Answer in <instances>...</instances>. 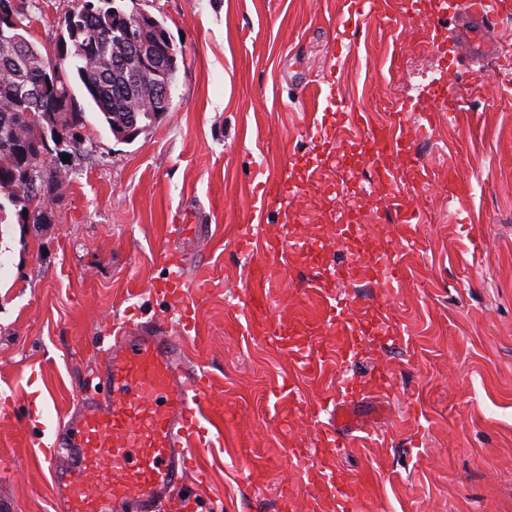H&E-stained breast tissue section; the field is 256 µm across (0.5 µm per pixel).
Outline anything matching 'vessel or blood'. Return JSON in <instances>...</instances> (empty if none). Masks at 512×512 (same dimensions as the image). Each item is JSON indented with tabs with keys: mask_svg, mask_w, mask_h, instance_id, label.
I'll return each mask as SVG.
<instances>
[{
	"mask_svg": "<svg viewBox=\"0 0 512 512\" xmlns=\"http://www.w3.org/2000/svg\"><path fill=\"white\" fill-rule=\"evenodd\" d=\"M452 9L484 24L512 11L505 0H454ZM413 110L424 113L430 121L440 111L447 113L449 120H456L460 112L458 93L448 92L434 110L426 107L424 99H416L410 109L392 113L376 124L368 123L363 113H347L351 129L367 131V159L375 183L395 186L400 180L398 169L381 162L382 154L417 159L413 141L402 134ZM236 241L241 252H251L259 243L277 261L288 260L287 234L261 241L254 225L243 224L237 228ZM320 269L349 282L379 278L389 287L400 283L405 274L403 266L394 261L380 268L352 259L335 268L325 262ZM184 285L183 269L174 265L163 288L180 315L179 330H172L165 322L143 325L126 319L101 338L93 390L81 399L76 416L58 419L57 438L45 455L60 494L59 512H171L173 493L186 475H194L198 485H208L200 450L207 447L211 429L232 422L233 417L213 412V377L187 361L189 342L196 330V308L186 303ZM277 296V282L266 275L263 266H255L241 298L250 316L253 339L293 354L296 377L320 375L326 351L323 333L333 334L337 346L344 350L358 334L343 316L347 299L326 296V317L307 327L306 337L301 338L288 327L270 328L269 310ZM358 389L356 379H347L340 396H328L307 408L315 421L325 404L333 406L335 424L319 432L326 454H335L341 446L339 431L351 419L346 401ZM106 456L114 461L112 470L96 484H89V473ZM313 487L312 500L332 497L336 512H360L371 496L367 481L343 478L327 469L318 472Z\"/></svg>",
	"mask_w": 512,
	"mask_h": 512,
	"instance_id": "b4317fda",
	"label": "vessel or blood"
}]
</instances>
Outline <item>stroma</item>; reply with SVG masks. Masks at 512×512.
<instances>
[{"instance_id": "35a3bbf8", "label": "stroma", "mask_w": 512, "mask_h": 512, "mask_svg": "<svg viewBox=\"0 0 512 512\" xmlns=\"http://www.w3.org/2000/svg\"><path fill=\"white\" fill-rule=\"evenodd\" d=\"M77 0H32L28 32L58 41ZM451 0H376L356 28L338 24L345 0H139L182 52L172 109L128 142L97 113L85 114L81 144L48 143L45 174L66 176L63 192L29 223L8 207L0 222V507L53 512L42 452L58 417L76 407L97 363L105 328L135 306L141 321L179 316L163 291L166 255L186 276L211 269L212 286L189 289L198 334L189 357L214 376L217 408L236 415L223 445L202 452L211 483L197 512H276L284 493L294 512H312L313 472L287 448L351 478L369 476V512H512V83L496 61L512 26L448 20ZM336 101L376 122L422 90H457L462 116L419 140L425 119L403 130L425 168L387 157L407 189L346 181L326 162L355 152L364 132L340 131L323 145L313 109L328 65ZM296 185L292 238H320L328 256L406 269L399 290L383 281L316 280L306 251L287 265L263 250L239 253L236 225L254 218L262 176ZM421 220L414 247L394 231V206ZM353 210L368 238L355 250L336 230ZM280 286L273 323L302 327L324 314L323 296L347 297L352 324L380 323L356 340L350 359L326 352L323 379L298 381L289 352L250 339L233 307L254 265ZM383 367L387 386L371 373ZM360 381L342 432L346 448L324 455L309 404ZM40 383L35 405L30 388Z\"/></svg>"}]
</instances>
